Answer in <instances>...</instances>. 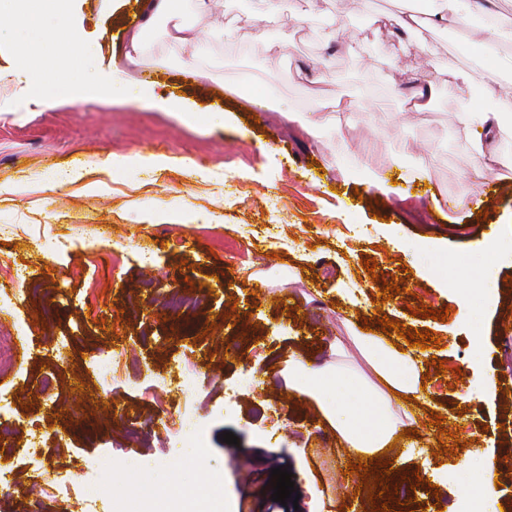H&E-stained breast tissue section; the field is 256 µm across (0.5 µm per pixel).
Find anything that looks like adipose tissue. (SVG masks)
I'll use <instances>...</instances> for the list:
<instances>
[{
    "mask_svg": "<svg viewBox=\"0 0 512 512\" xmlns=\"http://www.w3.org/2000/svg\"><path fill=\"white\" fill-rule=\"evenodd\" d=\"M224 0H153L155 14L172 18L167 33L170 46L193 45L194 54L206 56L212 39L222 38L223 30L207 36L186 24L187 12L210 13L221 9ZM24 30L37 36L49 52L57 81L69 84L73 79V56L83 52L81 33L71 27L67 0H23L14 6L0 0V35ZM454 127L461 143L473 154L474 178L492 173L501 156L497 138L503 128L512 125V114L481 106L455 113ZM350 339L366 362L368 374L348 369L343 345L332 349L333 358L321 365L305 356L288 358V389L297 399L313 400L324 422L334 431L339 446L363 457L383 454L402 432L415 428L418 417L411 408V397L421 390L425 370L412 352L393 344L386 336L354 329Z\"/></svg>",
    "mask_w": 512,
    "mask_h": 512,
    "instance_id": "adipose-tissue-1",
    "label": "adipose tissue"
}]
</instances>
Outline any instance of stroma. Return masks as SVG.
Wrapping results in <instances>:
<instances>
[{"instance_id":"35a3bbf8","label":"stroma","mask_w":512,"mask_h":512,"mask_svg":"<svg viewBox=\"0 0 512 512\" xmlns=\"http://www.w3.org/2000/svg\"><path fill=\"white\" fill-rule=\"evenodd\" d=\"M146 2L70 0L71 26L101 48L92 63L74 60L76 72L94 77L88 91L61 88L50 66L0 43V68L24 70L49 99L43 106L20 84L0 85V290L9 296L0 333L17 339L0 388L13 394L20 421L0 445L15 482L0 488V512H84V470L107 453L100 478L110 495L98 512L203 470L223 478L222 512H256L278 466L301 494L282 512H372L375 503L387 512H458L471 490L458 460L512 449V262L494 259L495 292L474 290L472 301L453 283L478 281L483 242L512 235V194L489 196L485 181L469 178L474 159L453 115L472 104L512 113V78L485 97L491 58L460 44L477 29L466 20L459 40L442 38L428 22L437 0H426L411 34L381 23L404 12L403 0H291L261 40L237 24L247 0H224L223 16L190 19L203 31L220 21L235 30L212 42L209 79L194 76L187 48L132 68L123 54L131 31L165 39L161 18L139 28ZM320 19L340 28L335 44L320 39ZM404 69L437 88L435 103L407 123ZM456 69L466 81L453 78ZM121 77L133 88L116 99L109 90ZM87 93L91 102L81 103ZM348 98L353 110L315 138L283 116ZM403 141L429 152V178L417 174L415 156L391 163ZM351 143L358 155L348 153ZM362 153L379 160L383 189L368 186ZM68 171L84 182L59 181ZM459 254L467 271L453 262ZM259 276L265 287H256ZM388 283L405 290L383 300ZM175 289L198 307L154 319ZM423 307L447 317L417 316ZM384 318L440 344L419 353L428 372L413 403L420 429L386 452L383 483L367 484L348 473L349 455L313 404L291 398L285 368L292 353L328 360L349 326L376 332ZM477 333L485 346L478 370L470 365ZM64 334L72 342L59 359L45 345ZM116 345L128 363L148 358L162 372L199 351L209 363L190 394L155 398L135 379L102 387L90 361ZM187 401L207 448L192 468L165 427L168 410ZM436 414L442 427L431 424ZM443 429L458 438L438 456L423 442ZM32 431L39 452L20 454ZM226 431L238 444L221 441ZM63 473L70 483L60 487ZM21 488L30 491L23 500Z\"/></svg>"}]
</instances>
